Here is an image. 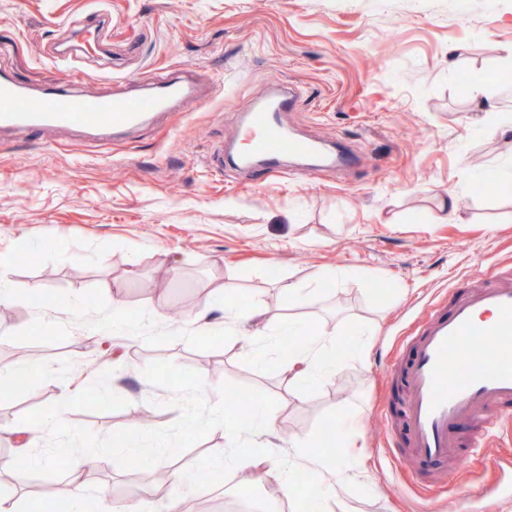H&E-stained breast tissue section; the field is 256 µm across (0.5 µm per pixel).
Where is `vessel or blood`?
Here are the masks:
<instances>
[{"mask_svg":"<svg viewBox=\"0 0 512 512\" xmlns=\"http://www.w3.org/2000/svg\"><path fill=\"white\" fill-rule=\"evenodd\" d=\"M216 86L199 93L174 73L150 77L142 92L112 97L76 93L71 86L30 92L0 72V129L33 134L47 129L77 131L108 139L150 124L158 115H182L201 107ZM300 97L296 85H276L245 113L237 137L255 158L254 174L281 177L280 162L291 156L322 154L314 140L288 132L279 113ZM407 397L396 408L412 452L422 467L477 453L505 421L512 419V280L498 272L479 288L449 289L412 323L391 362ZM470 427L466 442L453 430Z\"/></svg>","mask_w":512,"mask_h":512,"instance_id":"1","label":"vessel or blood"}]
</instances>
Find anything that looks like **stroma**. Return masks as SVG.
I'll return each instance as SVG.
<instances>
[{"instance_id":"35a3bbf8","label":"stroma","mask_w":512,"mask_h":512,"mask_svg":"<svg viewBox=\"0 0 512 512\" xmlns=\"http://www.w3.org/2000/svg\"><path fill=\"white\" fill-rule=\"evenodd\" d=\"M100 16L111 56L79 52L57 60L83 20ZM0 67L25 85L69 83L92 95L126 92L157 70L222 81L221 96L194 112L120 139L65 130L0 134V284L45 291L39 308L0 306V369L11 346L47 371L0 397V493L33 512H67L83 488L111 495L153 485L160 474L202 465L225 448L207 428L209 406L196 380L247 390L276 421L252 439L253 454L303 473L297 441H317L334 419L347 424L337 446L356 478L326 512H420L421 486L402 423L385 444L382 403L403 396L389 358L400 336L448 288L480 283L492 269L512 273V0H0ZM300 85L281 115L291 132L352 147L348 168L264 182L217 173L252 100L268 84ZM496 190L476 194L482 177ZM452 192L462 220L439 218ZM39 252L36 266L13 256ZM315 287L316 300L288 302L284 283ZM95 307H84L86 293ZM339 340L369 334V358L345 359L336 376L302 389L281 371L283 341L263 335L251 350L231 332L207 343L197 317L224 319L222 300ZM183 306L185 321L167 312ZM120 313L139 335L128 345L92 335ZM103 361L94 379L79 371ZM67 408L63 427L42 432L39 457L110 437L150 410L157 425L134 473L102 463L91 480L35 466L24 486L7 467L19 453L6 430ZM199 431L186 432L187 416ZM512 446L491 437L457 466L434 512H461L458 488H496L512 475L492 462Z\"/></svg>"}]
</instances>
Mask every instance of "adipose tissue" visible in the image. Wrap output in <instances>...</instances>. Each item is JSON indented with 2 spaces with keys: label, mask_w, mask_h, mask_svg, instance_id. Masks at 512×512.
Listing matches in <instances>:
<instances>
[{
  "label": "adipose tissue",
  "mask_w": 512,
  "mask_h": 512,
  "mask_svg": "<svg viewBox=\"0 0 512 512\" xmlns=\"http://www.w3.org/2000/svg\"><path fill=\"white\" fill-rule=\"evenodd\" d=\"M280 336L289 343L288 356L283 362V373L292 385L329 376L335 372L346 355L363 358L371 350L370 343L363 339L356 340L347 354L343 353L341 346L332 338L310 335L297 341L294 340L291 326L287 323L281 325ZM197 386L201 399L212 410V423L223 425L224 435L229 442L228 452L210 458V465L218 470L242 467L245 458L238 450L239 442L275 431L272 416L256 409L245 417L227 418L224 414L222 390L205 377L198 378ZM152 432L153 429L149 426L125 427L124 444L114 445L108 454L93 445L77 450L61 448L57 454L74 471L98 467L107 457L112 459L115 467L123 468L130 463L144 461L141 443ZM295 452L308 466V489L305 493H298L284 467H275L272 473L279 482L283 496L295 504L298 512H322L327 498L337 496L347 482L352 480L353 475L343 467L341 461L321 462L311 453L309 443L297 444Z\"/></svg>",
  "instance_id": "obj_1"
}]
</instances>
